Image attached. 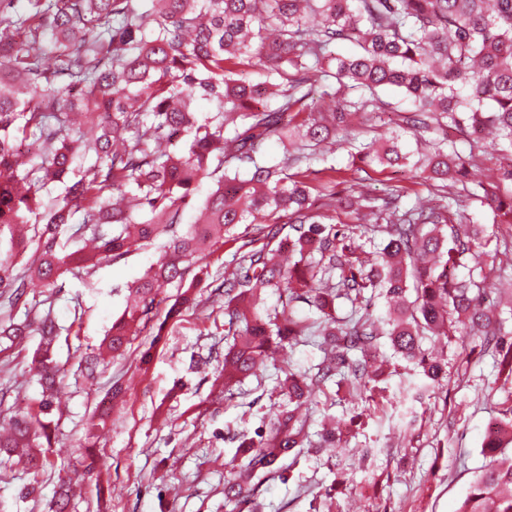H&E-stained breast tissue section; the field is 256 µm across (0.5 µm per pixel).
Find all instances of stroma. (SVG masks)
<instances>
[{
  "instance_id": "stroma-1",
  "label": "stroma",
  "mask_w": 512,
  "mask_h": 512,
  "mask_svg": "<svg viewBox=\"0 0 512 512\" xmlns=\"http://www.w3.org/2000/svg\"><path fill=\"white\" fill-rule=\"evenodd\" d=\"M405 103L396 101L386 112L363 114L352 134L358 140L389 139L402 124ZM393 185L402 202H431V189L411 172H371L367 192L378 194ZM236 240L194 267L201 282L194 301L180 318L158 319L164 331L146 327L125 356L100 368L93 383L67 380L61 389V411L53 415L56 439L48 455L50 467L30 477L22 467H0V501L10 512H46V505L63 476L81 484L76 512H225L224 475L236 444L229 432L254 430L272 414L274 371L246 379L238 395L218 399L216 365L193 366L191 358L224 344V315L209 296L210 274L226 266L239 245L261 247L265 239L254 224H241ZM162 254L161 244L134 251L116 263L101 262L81 276L65 275L54 297L59 324L73 334L58 341L57 358L72 363L77 353L96 350L106 330L125 308L127 288ZM38 337L20 345H0V422L30 410L40 388L29 372ZM446 372L439 389L422 401L402 400L400 387L414 372L394 358L388 339L379 355L390 358L391 372L379 386L387 396L384 409L395 420L413 421L415 433L390 429L379 416L359 415L358 403L347 392L328 385L312 405L314 419H348L339 447L301 455L285 477L262 478L255 493L254 512H457L475 473L484 465L481 453L487 425L499 416L496 400L482 390L497 372L479 343L468 338L425 342ZM466 377H459L460 367ZM126 390V402L116 407L104 432L87 439L84 423L112 384ZM106 461L100 474L87 475L81 465L85 441ZM35 483L27 500H17L19 488Z\"/></svg>"
}]
</instances>
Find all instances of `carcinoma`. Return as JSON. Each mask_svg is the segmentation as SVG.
Listing matches in <instances>:
<instances>
[{"label": "carcinoma", "instance_id": "cac0c4a2", "mask_svg": "<svg viewBox=\"0 0 512 512\" xmlns=\"http://www.w3.org/2000/svg\"><path fill=\"white\" fill-rule=\"evenodd\" d=\"M361 51L338 55L336 44ZM331 98L322 110L315 84ZM392 90L412 109L402 119L418 135L434 127L467 130L505 154L498 185L470 192L512 238V0H0V308L25 306L24 317L0 319L11 343L40 337L33 358L41 391L37 409L9 418L0 432V464L22 463L39 474L50 464L51 421L58 385L70 374L55 353L59 325L51 298L67 273L118 262L165 236L164 253L128 287L125 308L108 328L98 353L81 357L73 374L94 377L105 356L123 354L169 298L178 317L191 301V267L213 255L239 224H267V242L216 274L215 301L224 308V396L266 369L271 352L310 336L320 338V361L303 372L282 360L273 390L274 415L254 435H233L238 446L224 477V508L244 512L253 479H286L284 461L305 448H334L342 431L306 410L324 387L345 386L351 397L374 400L379 372L372 350L386 336L395 356L423 378L406 392L439 384L442 365L423 342L436 336H472L512 379V332L495 315L498 280L512 275V245L491 256V268L466 279L455 275L464 258L488 244L478 220L458 224L448 207H405L391 189L378 198L360 190L363 173L378 166L410 168L437 193L467 182L476 156L455 142L430 143L417 157L401 135L382 144L344 135L355 115L385 111L380 93ZM217 104L199 118L198 99ZM90 110L92 127H75L73 111ZM39 141L30 153L29 138ZM184 139L180 151L171 149ZM276 137L284 156L260 159ZM347 150L349 193L336 181L318 185L314 165ZM213 184L201 218L179 233L182 211L194 205L202 181ZM62 193L51 196L49 186ZM371 217L360 234L383 235L366 262L336 228L338 207ZM78 249L62 241L76 213ZM288 242L277 240L282 218ZM299 255L284 266L282 251ZM303 301L318 318L260 310L259 288ZM46 298L25 300L26 289ZM382 298L386 316L373 318L368 298ZM352 306L332 315L335 301ZM496 432L485 435L489 463L470 483L457 512H512V392L502 402ZM70 481H62L49 512H68Z\"/></svg>", "mask_w": 512, "mask_h": 512}]
</instances>
